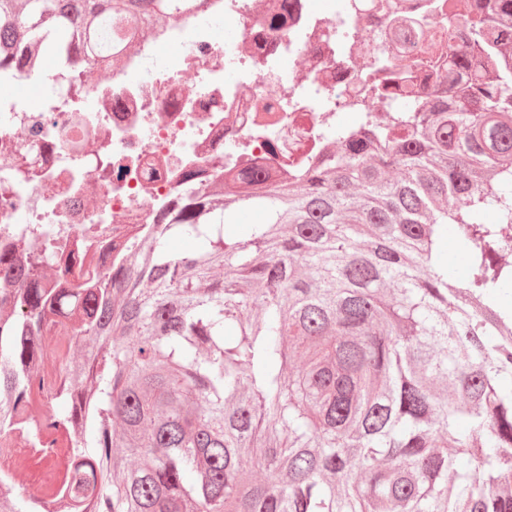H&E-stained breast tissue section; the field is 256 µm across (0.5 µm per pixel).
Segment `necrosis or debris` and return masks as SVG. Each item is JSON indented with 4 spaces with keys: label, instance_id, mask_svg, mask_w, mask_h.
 <instances>
[{
    "label": "necrosis or debris",
    "instance_id": "obj_1",
    "mask_svg": "<svg viewBox=\"0 0 512 512\" xmlns=\"http://www.w3.org/2000/svg\"><path fill=\"white\" fill-rule=\"evenodd\" d=\"M203 0L126 51L119 68L75 72L16 65L12 83L37 107L0 98V243L32 229L115 240L167 205L174 174L210 180L263 157L276 138L280 167L320 157L338 107L381 54L392 0ZM287 13L273 30L271 16ZM358 21L365 41L336 61V31ZM232 25L235 36L215 31Z\"/></svg>",
    "mask_w": 512,
    "mask_h": 512
}]
</instances>
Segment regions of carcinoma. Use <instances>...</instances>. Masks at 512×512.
I'll use <instances>...</instances> for the list:
<instances>
[{
	"instance_id": "carcinoma-1",
	"label": "carcinoma",
	"mask_w": 512,
	"mask_h": 512,
	"mask_svg": "<svg viewBox=\"0 0 512 512\" xmlns=\"http://www.w3.org/2000/svg\"><path fill=\"white\" fill-rule=\"evenodd\" d=\"M199 5L0 0V86L19 59L113 66ZM445 7L446 41L397 17L379 62L447 66L382 120L395 94L364 83L317 162L182 174L103 271L73 274L80 239L0 247V435L53 449L64 512H512V0ZM252 206L267 223L224 231ZM56 326L82 355L38 422ZM36 508L0 488V512Z\"/></svg>"
}]
</instances>
